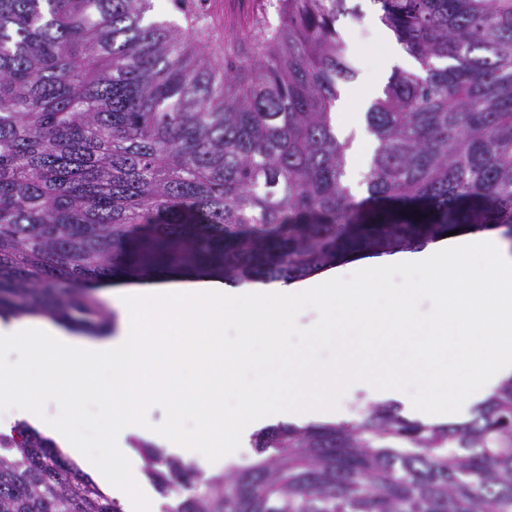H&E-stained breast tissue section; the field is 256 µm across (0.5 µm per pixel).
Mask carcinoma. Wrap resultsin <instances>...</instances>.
I'll list each match as a JSON object with an SVG mask.
<instances>
[{
	"instance_id": "1",
	"label": "carcinoma",
	"mask_w": 512,
	"mask_h": 512,
	"mask_svg": "<svg viewBox=\"0 0 512 512\" xmlns=\"http://www.w3.org/2000/svg\"><path fill=\"white\" fill-rule=\"evenodd\" d=\"M152 0H0V318L107 325L93 284L200 271L290 282L460 227L512 247V0H375L419 63L365 112L368 197L333 107L347 0H278L224 61ZM0 439V512H124L49 439ZM224 475L143 446L168 512H512V376L465 423L372 403L277 424Z\"/></svg>"
}]
</instances>
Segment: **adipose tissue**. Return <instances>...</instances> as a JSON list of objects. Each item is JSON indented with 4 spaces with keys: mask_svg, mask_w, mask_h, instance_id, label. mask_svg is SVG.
<instances>
[{
    "mask_svg": "<svg viewBox=\"0 0 512 512\" xmlns=\"http://www.w3.org/2000/svg\"><path fill=\"white\" fill-rule=\"evenodd\" d=\"M476 256L489 260L498 287L479 285L480 271L470 265ZM452 257L458 259V267H449ZM384 263L423 271L428 284L439 285V312L428 327L409 325L415 289H406L384 313L374 300L378 283L343 266L289 284L241 288L219 277H202L122 288L117 292L114 320L100 336H78L36 319H0V352L26 346L36 356L59 364L40 388L28 392L16 367L0 361V399L8 396L13 401L10 417L0 421V431L17 421L46 430L82 462L109 496L125 505L126 512H153L150 493L140 479L136 440H150L197 460L207 474H219L224 468L223 445L240 447L254 431L270 424L335 419L337 384L350 382L372 397L384 398L397 395L407 373L431 374L434 353L447 342L446 330L452 323L463 327L456 359L475 366L465 375H449L456 394L472 389L487 394L512 376V252L502 248L498 231L443 237L422 250L388 256ZM305 299L317 302L323 311L322 322L313 331L315 339L329 340L357 329L371 336L369 352L341 350L338 364L332 367L316 365L301 353L289 355L288 374L269 376L261 383L271 391V399L247 397L236 414H226L220 396L232 388L233 370L253 363V339L264 338L271 351H278V338L289 316ZM229 318L240 327V340L234 344L223 338ZM390 336L416 345L413 367L395 364L383 355L382 341ZM102 366L110 371L112 467L108 470L79 448L67 429L53 423L51 415L62 398L83 395ZM162 396L169 397L178 411L201 416L200 430L184 435L145 425L143 408Z\"/></svg>",
    "mask_w": 512,
    "mask_h": 512,
    "instance_id": "obj_1",
    "label": "adipose tissue"
}]
</instances>
